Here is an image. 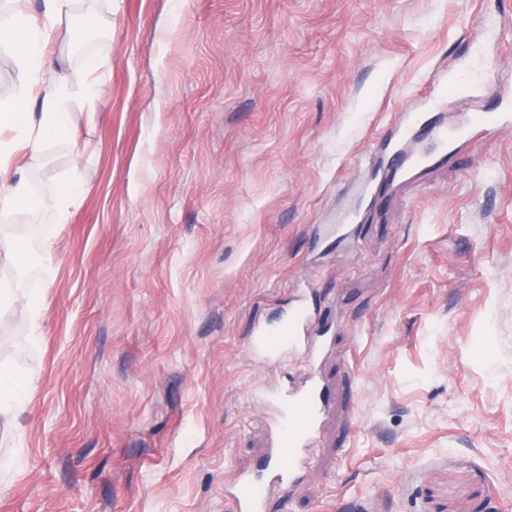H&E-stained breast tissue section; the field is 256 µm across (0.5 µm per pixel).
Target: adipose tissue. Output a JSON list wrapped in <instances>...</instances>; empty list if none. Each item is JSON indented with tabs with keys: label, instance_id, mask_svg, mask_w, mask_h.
<instances>
[{
	"label": "adipose tissue",
	"instance_id": "ef3b65f1",
	"mask_svg": "<svg viewBox=\"0 0 512 512\" xmlns=\"http://www.w3.org/2000/svg\"><path fill=\"white\" fill-rule=\"evenodd\" d=\"M75 0H42L37 15L0 12V44L12 54L16 79L13 96L0 112V211L24 217L51 210L56 223H67L81 201L80 182L56 185L49 198L35 196L22 168L56 141L75 142L80 129L68 110L74 89L53 59L58 26L73 10ZM40 101L33 116L31 101Z\"/></svg>",
	"mask_w": 512,
	"mask_h": 512
}]
</instances>
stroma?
Masks as SVG:
<instances>
[{"mask_svg":"<svg viewBox=\"0 0 512 512\" xmlns=\"http://www.w3.org/2000/svg\"><path fill=\"white\" fill-rule=\"evenodd\" d=\"M64 18L74 85L102 78L65 224L0 270L46 299L0 320L32 394L0 432V512H231L305 357L251 342L303 290L333 410L269 512H512V126L459 132L393 174L373 146L408 112L452 127L512 98V0H98ZM483 45L497 86L424 98ZM356 220L341 237L329 225ZM18 306L14 311V320L16 329L34 333L38 327L42 310L44 308L40 292H25L18 299Z\"/></svg>","mask_w":512,"mask_h":512,"instance_id":"35a3bbf8","label":"stroma"}]
</instances>
